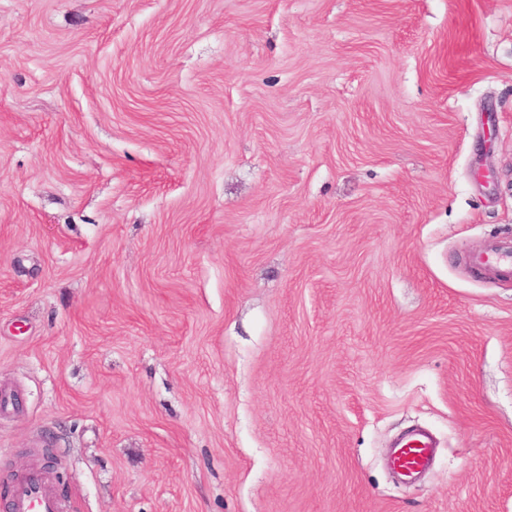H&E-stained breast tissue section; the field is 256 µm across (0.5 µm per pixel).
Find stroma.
<instances>
[{"mask_svg": "<svg viewBox=\"0 0 512 512\" xmlns=\"http://www.w3.org/2000/svg\"><path fill=\"white\" fill-rule=\"evenodd\" d=\"M495 246L512 0H0V473L67 512H512ZM432 446V441L426 435L400 444L395 456L398 467L409 473L427 467L431 459ZM8 509L9 512H64L51 477L37 467L27 469L16 480Z\"/></svg>", "mask_w": 512, "mask_h": 512, "instance_id": "obj_1", "label": "stroma"}]
</instances>
